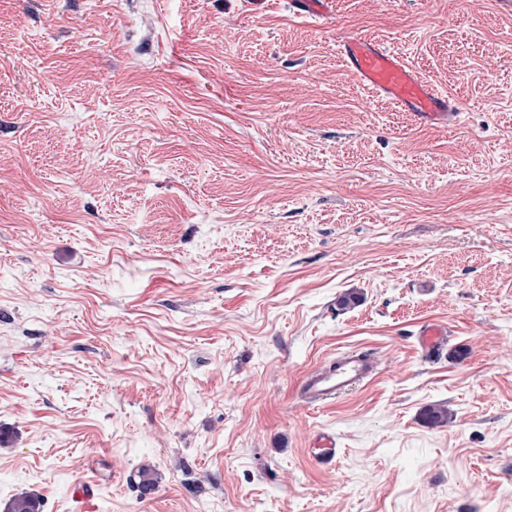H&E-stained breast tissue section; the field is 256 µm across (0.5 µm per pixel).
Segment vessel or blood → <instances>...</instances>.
<instances>
[{"mask_svg": "<svg viewBox=\"0 0 512 512\" xmlns=\"http://www.w3.org/2000/svg\"><path fill=\"white\" fill-rule=\"evenodd\" d=\"M340 51L363 85L411 113L417 123L449 126L458 121L461 102L424 81L412 65L388 47L349 35L341 39ZM417 342L425 354L443 352L448 347L447 325L424 324L418 331ZM378 366V357L364 351L337 353L305 375L299 397L309 406L332 403L373 379ZM338 445L334 433L319 431L313 435L307 453L318 464L332 465L336 462ZM71 495L80 512H94L97 500L94 483L87 480L76 483Z\"/></svg>", "mask_w": 512, "mask_h": 512, "instance_id": "1", "label": "vessel or blood"}]
</instances>
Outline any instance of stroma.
<instances>
[{
  "label": "stroma",
  "mask_w": 512,
  "mask_h": 512,
  "mask_svg": "<svg viewBox=\"0 0 512 512\" xmlns=\"http://www.w3.org/2000/svg\"><path fill=\"white\" fill-rule=\"evenodd\" d=\"M345 34L459 122L377 97ZM357 348L373 380L299 399ZM0 430V510L90 476L97 512H512V4L0 0ZM293 6L305 17L326 19L331 11V0H294ZM340 51L363 85L378 97L411 112L422 125H452L462 104L424 81L417 71L388 47L357 36H345ZM448 325L427 322L418 331L417 342L423 353L433 355L448 348ZM379 358L365 351L336 353L326 363L309 371L299 387V398L308 406L336 401L378 374ZM338 445V438L334 433L318 431L313 435L309 448H306L307 454L320 465H333L336 464Z\"/></svg>",
  "instance_id": "obj_1"
}]
</instances>
